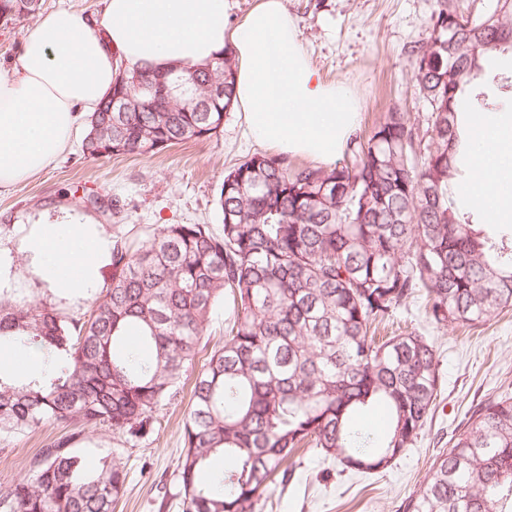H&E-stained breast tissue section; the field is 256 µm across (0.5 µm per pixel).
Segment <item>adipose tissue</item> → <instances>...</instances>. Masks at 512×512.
I'll use <instances>...</instances> for the list:
<instances>
[{"label": "adipose tissue", "instance_id": "adipose-tissue-1", "mask_svg": "<svg viewBox=\"0 0 512 512\" xmlns=\"http://www.w3.org/2000/svg\"><path fill=\"white\" fill-rule=\"evenodd\" d=\"M231 51L234 106L247 135L274 153L326 165L349 147L361 108L345 85L328 84L300 47L284 0H255L230 21L228 0H103L101 19L61 7L40 15L0 76V188L41 173L68 147L85 116L111 91L120 68L193 66ZM465 175L449 185L458 205L487 227L512 226V112L459 115ZM114 241L89 218H38L18 246L0 244V294L38 280L79 306L102 286ZM57 353L0 343V367L28 379L57 364Z\"/></svg>", "mask_w": 512, "mask_h": 512}]
</instances>
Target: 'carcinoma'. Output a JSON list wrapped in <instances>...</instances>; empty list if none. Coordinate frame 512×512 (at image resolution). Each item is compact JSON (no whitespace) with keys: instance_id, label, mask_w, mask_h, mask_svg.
Returning <instances> with one entry per match:
<instances>
[{"instance_id":"cac0c4a2","label":"carcinoma","mask_w":512,"mask_h":512,"mask_svg":"<svg viewBox=\"0 0 512 512\" xmlns=\"http://www.w3.org/2000/svg\"><path fill=\"white\" fill-rule=\"evenodd\" d=\"M41 8L42 0H0V23ZM491 53L512 56V0L476 17L458 0H437L426 38L410 51L423 123L394 105L330 169L246 158L224 176L221 233L167 224L137 248L115 240L112 281L88 315L0 295V341L19 331L30 347L68 355L27 382L0 371V434L80 419L145 435L227 298L234 318L196 376L185 416L182 512H253L288 482L293 466L284 463L305 445L344 471L390 466L423 433L440 377L425 337L379 343L372 327L419 295L439 327H474L512 307V227L488 235L448 198L458 104L485 111L512 97V74L484 70ZM233 68L229 52L184 92L169 70L129 72L172 95L140 97L128 112L104 100L89 117L84 155H156L213 137L231 109ZM379 402L391 425L373 441L355 417ZM69 442L46 444L24 476L0 484V512H114L124 466L104 458L90 469ZM449 443L404 512H512V395L479 403ZM218 454L231 468L212 478Z\"/></svg>"}]
</instances>
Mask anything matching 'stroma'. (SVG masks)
<instances>
[{"label":"stroma","instance_id":"stroma-1","mask_svg":"<svg viewBox=\"0 0 512 512\" xmlns=\"http://www.w3.org/2000/svg\"><path fill=\"white\" fill-rule=\"evenodd\" d=\"M300 44L313 66L331 83L349 87L361 106L360 134H367L392 104L416 119L427 113L414 99L411 46L427 34L437 0H285ZM83 133L40 175L0 189V242L13 244L17 231L44 213L78 204L85 193L111 197L117 212L92 211L96 223L116 238L141 245L165 224H208L220 229L217 199L224 176L262 151L243 132L241 116L224 118L217 136L189 141L145 157L120 155L96 160L81 151ZM397 326L433 344L440 391L423 434L390 467L374 474L342 471L313 449L299 450L288 483L261 498L254 512H403L427 476L435 456L466 422L473 407L512 394V309L470 328L430 324L419 304L399 309ZM191 393L182 390L154 415L142 438L89 429L79 421L48 422L19 435L0 436V483L29 470L36 454L54 438L69 435L89 464L109 457L128 471L126 492L115 512H182L175 470L184 446V418Z\"/></svg>","mask_w":512,"mask_h":512}]
</instances>
